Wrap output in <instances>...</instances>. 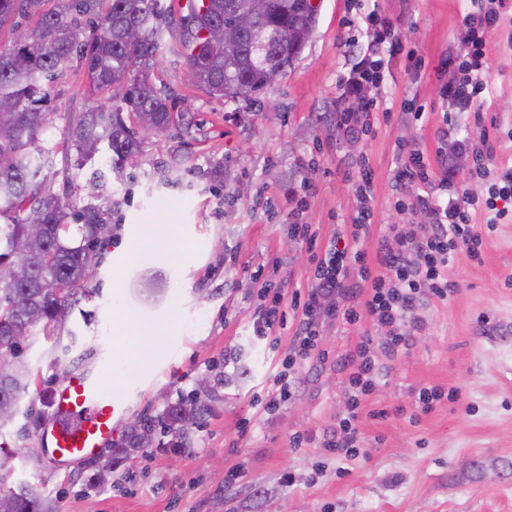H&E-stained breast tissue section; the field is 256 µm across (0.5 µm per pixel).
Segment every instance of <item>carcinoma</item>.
<instances>
[{
	"mask_svg": "<svg viewBox=\"0 0 512 512\" xmlns=\"http://www.w3.org/2000/svg\"><path fill=\"white\" fill-rule=\"evenodd\" d=\"M239 0H187V10L172 21L158 0H111L91 32L78 41L81 17L95 10L96 0H0V27L36 19L35 28L20 32L13 47L0 50V354L14 369L0 373V428L12 418L21 393L32 379L25 360L32 338L54 335L72 308L88 296L85 284L98 251L110 233L112 208L88 204L76 209L73 199L53 190V149L35 146L49 126L50 88L72 66L83 62L89 89L108 94L109 106L82 112L69 122V148L78 159L91 158L107 145L109 171H96L84 189L92 198L108 181L122 178V163L137 156L143 139L131 121L141 117L161 132L173 122L165 85L151 78L154 59L171 27L183 49L184 64L207 92L246 104L258 101L266 88V69L299 56L313 33L317 13L311 0H268L260 25L263 48L254 50L250 33L224 46L212 29L232 22ZM138 32L130 41L129 33ZM81 221L72 229L68 218ZM26 269L18 281H6L5 267ZM202 411L178 404L167 419L186 425ZM4 512H47L41 500L21 487L5 495Z\"/></svg>",
	"mask_w": 512,
	"mask_h": 512,
	"instance_id": "1",
	"label": "carcinoma"
}]
</instances>
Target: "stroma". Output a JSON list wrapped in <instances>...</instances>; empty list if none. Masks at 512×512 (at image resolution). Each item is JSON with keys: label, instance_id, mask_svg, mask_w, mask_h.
<instances>
[{"label": "stroma", "instance_id": "obj_1", "mask_svg": "<svg viewBox=\"0 0 512 512\" xmlns=\"http://www.w3.org/2000/svg\"><path fill=\"white\" fill-rule=\"evenodd\" d=\"M471 0H320L316 30L283 78L248 105L190 84L177 34L166 35L153 68L175 105L174 122L145 141L96 203L112 209V234L97 255L90 298L80 300L57 337L37 336L26 353L34 374L21 412L0 429V448L34 455L10 460L0 489L26 487L52 512H512V219L488 225V183L469 178L471 145L488 140L493 168L512 163V0L487 36L492 92L473 111L443 104L437 71L461 52L460 24ZM388 19L419 73L398 56L375 91L372 132L336 124L338 85L375 35L369 18ZM88 90L80 65L55 81L51 127L56 169L70 116L105 104ZM429 158L446 153L459 191L477 201L473 222L481 258L457 248L448 265L446 300L426 299L412 345L389 363L359 417L364 451L336 457L325 440L346 410L341 358L370 320L318 324L327 360L300 365L287 403L274 414L258 402L281 369L298 328L288 314L277 343L254 336L261 306L250 276L283 281L291 291L313 283L311 248L344 233L360 207V164L373 172V226L362 243L375 260L379 240L415 229L414 194L399 178L397 144ZM405 207H397V200ZM109 207V206H108ZM313 225L309 245L291 237L288 211ZM176 225L183 240L140 248L145 225ZM151 325V364L126 377L116 397L127 406L104 458L56 469L37 455L52 390L77 369L96 372L120 354L117 315ZM210 381L206 409L187 431L184 449L156 431L128 447L132 419H163L171 404ZM454 389L428 412L421 387ZM254 427L241 434L240 426ZM309 444L294 448L296 434ZM238 471L229 480L230 471Z\"/></svg>", "mask_w": 512, "mask_h": 512}]
</instances>
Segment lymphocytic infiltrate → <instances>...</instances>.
Returning <instances> with one entry per match:
<instances>
[{"label": "lymphocytic infiltrate", "mask_w": 512, "mask_h": 512, "mask_svg": "<svg viewBox=\"0 0 512 512\" xmlns=\"http://www.w3.org/2000/svg\"><path fill=\"white\" fill-rule=\"evenodd\" d=\"M478 14H466V50L462 57L448 58L440 65L441 72L457 71L458 76L440 87V95L453 110L467 111L474 99L490 92L486 35L497 29L504 19L505 0H476ZM398 41L391 38V25L380 22L374 41L364 57L343 81L338 98L337 121L347 132H368L369 117L377 107L372 96L382 80L385 58L395 55ZM403 162L401 177L408 185L418 187L417 206L427 212L431 221L418 225L410 235L398 237L396 242L381 240L375 266H368L366 254L359 247L361 239L369 236L372 228V179L363 173L357 186L360 208L347 234V243L332 241L314 260V283L304 293L286 292L277 282L263 279L254 272L253 282L259 283V293L266 303L256 315L255 335L265 339L277 338L287 319L282 308L290 303L291 311L300 317L299 334L291 356L282 361L277 387L268 393L265 413H273L285 403L295 382L294 366L297 360L308 359L317 351L316 330L321 317H329L348 324L370 319L374 326L384 329L381 339L362 337L357 346L343 358L348 372L347 414L336 424V431L326 443L329 450L346 458L360 453L355 422L367 396L374 391L382 368L372 354L373 345H380L386 357H394L408 350L412 341L409 313L416 310L424 297L447 299L453 289L448 279V264L457 245H465L471 256L479 254V239L472 224V210L476 203L466 196L440 200L428 195L427 187L436 185L445 189L454 185L457 171L449 162L432 165L423 152L408 143L398 146ZM471 176L490 179L485 208L494 220L505 217L498 201L512 199V168L492 173L486 155L475 152ZM419 254V261L408 259V252ZM360 277L367 285L364 299H357L352 285L353 277Z\"/></svg>", "instance_id": "lymphocytic-infiltrate-1"}]
</instances>
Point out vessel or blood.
Here are the masks:
<instances>
[{"label": "vessel or blood", "instance_id": "vessel-or-blood-1", "mask_svg": "<svg viewBox=\"0 0 512 512\" xmlns=\"http://www.w3.org/2000/svg\"><path fill=\"white\" fill-rule=\"evenodd\" d=\"M110 371L74 373L53 391L41 456L65 466L100 458L111 446L121 409L105 383Z\"/></svg>", "mask_w": 512, "mask_h": 512}]
</instances>
